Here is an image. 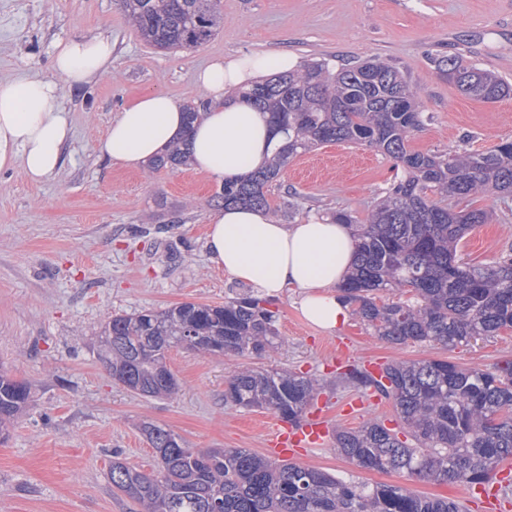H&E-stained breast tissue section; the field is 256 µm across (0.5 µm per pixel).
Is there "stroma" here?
Listing matches in <instances>:
<instances>
[{
    "mask_svg": "<svg viewBox=\"0 0 512 512\" xmlns=\"http://www.w3.org/2000/svg\"><path fill=\"white\" fill-rule=\"evenodd\" d=\"M221 14L219 30L201 47L162 52L132 31L119 0H0V80L51 75L56 45L76 35H104L113 44L111 73L62 95L73 139L60 173L35 185L21 166L0 170V366L29 381L34 396L0 443V512H135L109 469L117 453L143 472L155 470L140 430L145 421L191 448L266 452L271 411L224 403L238 358L170 350L180 391L159 400L114 382L99 357L97 332L107 316L218 305L248 291L204 249L220 182L188 167L149 175L96 153L112 119L137 96L161 90L183 103L205 102L195 72L216 56L288 50L333 69L376 57L407 73L428 117L411 134V150L484 151L512 137V97L473 100L433 64L455 55L512 83V0H221ZM395 175L393 159L380 152L327 143L291 159L269 200L282 224L327 220L339 209L361 221ZM469 205L490 217L466 234L459 253L493 261L512 247V198L481 196ZM299 300L293 290L273 298L286 345L249 357L248 365L330 379V348L348 365L443 359L486 369L512 360L510 331L453 349L393 345L354 317L333 332L316 328ZM297 461L347 480L408 484L429 497L469 496L465 486L357 468L328 442Z\"/></svg>",
    "mask_w": 512,
    "mask_h": 512,
    "instance_id": "obj_1",
    "label": "stroma"
}]
</instances>
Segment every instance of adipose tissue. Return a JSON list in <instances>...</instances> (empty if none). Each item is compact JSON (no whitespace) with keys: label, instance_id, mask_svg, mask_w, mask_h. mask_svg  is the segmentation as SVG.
<instances>
[{"label":"adipose tissue","instance_id":"obj_1","mask_svg":"<svg viewBox=\"0 0 512 512\" xmlns=\"http://www.w3.org/2000/svg\"><path fill=\"white\" fill-rule=\"evenodd\" d=\"M111 64L110 38L74 36L57 45L53 78L0 81V169L21 165L35 183L59 173L72 138L62 91L82 88ZM297 66V58L285 52L273 59L255 54L212 59L196 73L209 103L195 123H188L182 105L167 93L148 91L119 112L95 149L100 157L138 169L182 139L195 171L220 181L239 178L248 165L265 162L279 136L266 114L243 100L227 102V95L259 81L269 69ZM205 248L216 268L260 295L300 291L301 314L311 325L333 331L347 323L349 310L337 288L355 257L348 225L315 218L281 224L262 210L231 206L217 209L207 224Z\"/></svg>","mask_w":512,"mask_h":512}]
</instances>
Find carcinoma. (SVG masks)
<instances>
[{
	"label": "carcinoma",
	"instance_id": "carcinoma-1",
	"mask_svg": "<svg viewBox=\"0 0 512 512\" xmlns=\"http://www.w3.org/2000/svg\"><path fill=\"white\" fill-rule=\"evenodd\" d=\"M120 2L139 37L159 49L197 48L221 19V0ZM434 63L470 98L493 103L512 95V85L494 72L457 56ZM242 97L268 115L284 142L265 166L224 181L217 205L270 208L267 192L285 165L319 144L374 149L392 158L401 175L355 225V268L339 288L352 314L391 344L454 347L512 331V249L485 264L458 258V243L488 213L448 203L478 193L512 197V138L488 151L409 150L410 134L427 116L405 73L379 59L335 71L311 61L255 83ZM186 164L175 145L148 172ZM270 304L249 295L222 305L184 302L111 315L99 335L101 356L112 379L128 390L172 398L179 391L166 364L173 348L236 357L281 350L285 340ZM336 384L391 401L399 419L397 430L371 418L356 430L334 431L336 451L360 469L475 487L512 461V361L492 369L441 359L393 361L378 377L347 365L336 373ZM324 388L312 374L243 367L225 382L224 403L264 408L295 423ZM31 402L29 383L0 367V442ZM141 431L155 451L156 472L144 474L117 454L110 465L112 486L140 512H461L455 501L407 486L343 480L242 448H189L151 422Z\"/></svg>",
	"mask_w": 512,
	"mask_h": 512
}]
</instances>
